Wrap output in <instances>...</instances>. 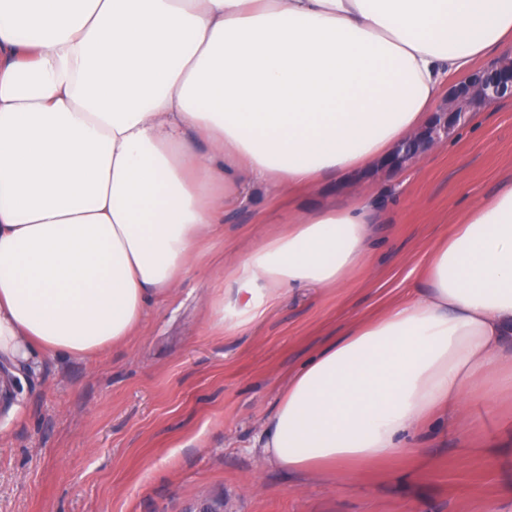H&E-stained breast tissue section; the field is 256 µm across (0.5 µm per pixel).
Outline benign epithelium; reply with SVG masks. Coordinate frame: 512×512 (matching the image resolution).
I'll return each instance as SVG.
<instances>
[{
	"mask_svg": "<svg viewBox=\"0 0 512 512\" xmlns=\"http://www.w3.org/2000/svg\"><path fill=\"white\" fill-rule=\"evenodd\" d=\"M504 99H512V57H505L495 67L478 69L452 84L446 107L436 113L432 123L421 133L414 147L404 150L405 158L391 159L388 166L399 168L415 159L421 146H429L447 138L456 127L467 122L471 113L491 107ZM17 379L10 368L0 363V413L14 401Z\"/></svg>",
	"mask_w": 512,
	"mask_h": 512,
	"instance_id": "1",
	"label": "benign epithelium"
}]
</instances>
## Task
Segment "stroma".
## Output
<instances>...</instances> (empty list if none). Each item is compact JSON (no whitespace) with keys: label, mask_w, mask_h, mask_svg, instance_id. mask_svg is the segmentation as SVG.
<instances>
[{"label":"stroma","mask_w":512,"mask_h":512,"mask_svg":"<svg viewBox=\"0 0 512 512\" xmlns=\"http://www.w3.org/2000/svg\"><path fill=\"white\" fill-rule=\"evenodd\" d=\"M512 177V101L484 109L404 173L371 167L365 190L387 208L378 251L341 288L259 297L245 312L229 287L241 241L261 243L297 208L350 197L344 183L295 200L263 192L223 227L136 336L91 358L50 355L0 414V512H512V392L474 400L428 428L420 452L296 473L255 449L291 371L340 326L420 286L426 256L475 201ZM224 291V328L209 305Z\"/></svg>","instance_id":"35a3bbf8"}]
</instances>
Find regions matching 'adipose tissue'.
I'll return each mask as SVG.
<instances>
[{"label":"adipose tissue","instance_id":"1","mask_svg":"<svg viewBox=\"0 0 512 512\" xmlns=\"http://www.w3.org/2000/svg\"><path fill=\"white\" fill-rule=\"evenodd\" d=\"M508 47L512 0H0V360L123 345L225 211L363 177L449 73ZM381 220L363 198L304 210L231 276L342 287ZM479 386L512 389V178L435 243L421 291L289 374L258 442L293 472L376 461Z\"/></svg>","mask_w":512,"mask_h":512}]
</instances>
